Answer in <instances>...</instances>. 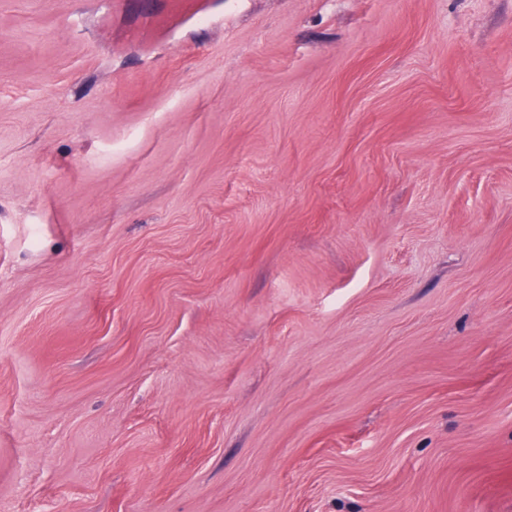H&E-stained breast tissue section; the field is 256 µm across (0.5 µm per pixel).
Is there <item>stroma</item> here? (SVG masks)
<instances>
[{"instance_id": "35a3bbf8", "label": "stroma", "mask_w": 512, "mask_h": 512, "mask_svg": "<svg viewBox=\"0 0 512 512\" xmlns=\"http://www.w3.org/2000/svg\"><path fill=\"white\" fill-rule=\"evenodd\" d=\"M0 512H512V0H0Z\"/></svg>"}]
</instances>
